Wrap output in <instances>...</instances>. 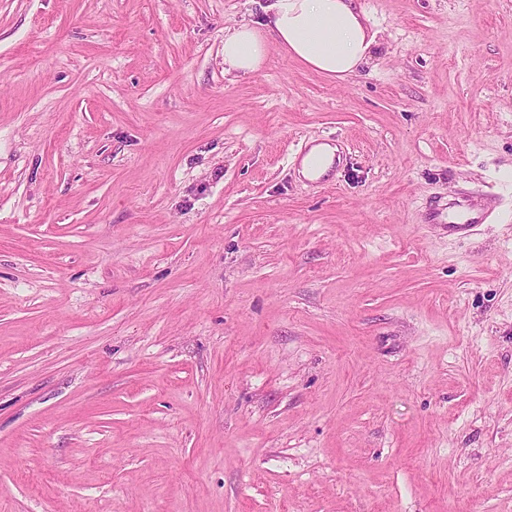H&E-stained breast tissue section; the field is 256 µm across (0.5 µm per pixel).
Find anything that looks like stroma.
<instances>
[{
  "instance_id": "1",
  "label": "stroma",
  "mask_w": 512,
  "mask_h": 512,
  "mask_svg": "<svg viewBox=\"0 0 512 512\" xmlns=\"http://www.w3.org/2000/svg\"><path fill=\"white\" fill-rule=\"evenodd\" d=\"M267 2L0 0V512H512V0L226 75ZM488 217L485 205L475 196L461 193L458 197L435 201L426 213L428 224L448 233L464 234L478 224H483Z\"/></svg>"
}]
</instances>
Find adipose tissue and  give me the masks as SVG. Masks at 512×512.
<instances>
[{
  "mask_svg": "<svg viewBox=\"0 0 512 512\" xmlns=\"http://www.w3.org/2000/svg\"><path fill=\"white\" fill-rule=\"evenodd\" d=\"M265 20L224 30V70L241 75L262 67L270 44L328 77L346 78L370 63L377 34L358 0H269Z\"/></svg>",
  "mask_w": 512,
  "mask_h": 512,
  "instance_id": "1",
  "label": "adipose tissue"
}]
</instances>
